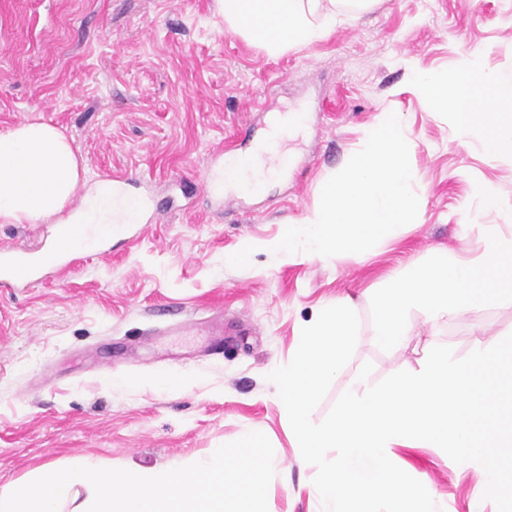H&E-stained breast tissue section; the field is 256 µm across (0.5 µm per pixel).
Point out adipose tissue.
I'll list each match as a JSON object with an SVG mask.
<instances>
[{"instance_id":"adipose-tissue-1","label":"adipose tissue","mask_w":512,"mask_h":512,"mask_svg":"<svg viewBox=\"0 0 512 512\" xmlns=\"http://www.w3.org/2000/svg\"><path fill=\"white\" fill-rule=\"evenodd\" d=\"M225 25L269 55L324 40L336 26V0H217ZM416 83L430 104L451 114L463 138L494 156L512 157V124L501 125L486 101L512 104V76L466 65L456 74L420 72ZM262 155L229 159L216 172L212 186L262 191L267 181ZM80 178L77 155L55 126L27 122L0 129V221L34 224L58 218L69 205ZM132 209L120 188L104 181L67 220H59L56 236L81 246L89 232L128 223ZM478 257L441 255L429 265L410 263L397 269L389 288L376 296L380 308L377 339L390 346L404 340L406 321L421 314L439 330L458 312L492 303H512V232L501 225L480 227Z\"/></svg>"}]
</instances>
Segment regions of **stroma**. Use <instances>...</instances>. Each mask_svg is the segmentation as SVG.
Wrapping results in <instances>:
<instances>
[{"mask_svg": "<svg viewBox=\"0 0 512 512\" xmlns=\"http://www.w3.org/2000/svg\"><path fill=\"white\" fill-rule=\"evenodd\" d=\"M469 52L512 72V0H379L277 57L230 31L215 0H0V129L51 124L75 149L80 187L108 169L148 202L109 255L78 256L28 288L0 287V491L78 455L171 470L260 431L279 461L268 512H315L316 471L267 376L292 359L299 329L325 302L350 296L359 332L316 423L364 363L376 383L434 346L459 359L511 334L512 304H492L436 334L412 315L396 348L373 336L368 289L439 250L476 256L480 225H512V158L466 146L413 84L419 70L455 73ZM282 106L302 115L281 143L286 174L260 196L205 193L225 152L248 153ZM384 112L400 114L412 142L418 222L338 260L272 252ZM481 183L498 189V209L481 208ZM53 234L48 222L0 223V247L37 252ZM391 457L442 512H496L481 498V472L441 449Z\"/></svg>", "mask_w": 512, "mask_h": 512, "instance_id": "35a3bbf8", "label": "stroma"}]
</instances>
